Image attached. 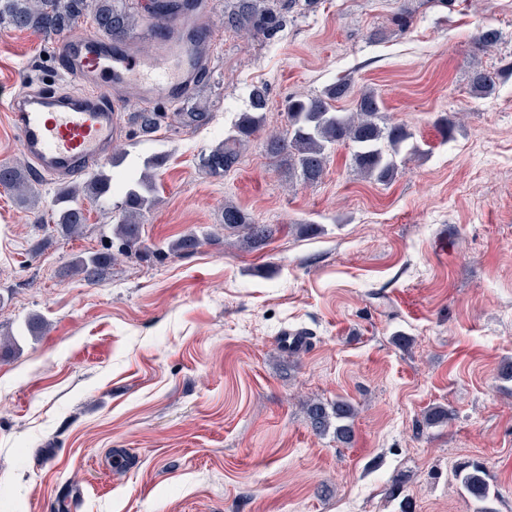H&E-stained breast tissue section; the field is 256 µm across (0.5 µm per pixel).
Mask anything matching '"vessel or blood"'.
<instances>
[{
  "label": "vessel or blood",
  "instance_id": "1",
  "mask_svg": "<svg viewBox=\"0 0 512 512\" xmlns=\"http://www.w3.org/2000/svg\"><path fill=\"white\" fill-rule=\"evenodd\" d=\"M185 18L162 25L147 55L117 45L104 47L84 34L63 44L68 73L85 83L83 93L30 92L15 97L10 117L24 153L47 175L70 178L104 162L120 133L119 98L177 102L193 95L195 72L210 65L212 34L198 25L197 47L180 33Z\"/></svg>",
  "mask_w": 512,
  "mask_h": 512
}]
</instances>
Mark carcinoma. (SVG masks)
<instances>
[{
    "mask_svg": "<svg viewBox=\"0 0 512 512\" xmlns=\"http://www.w3.org/2000/svg\"><path fill=\"white\" fill-rule=\"evenodd\" d=\"M317 2L232 0L230 8L224 11V27L248 32L262 42L269 41L283 28L284 10L296 6L303 10ZM190 6V0H159L153 11L143 15L130 0H0V26L56 40L69 36L78 21L88 17L103 39L124 42L131 31L148 20L164 23ZM469 83L471 91L478 95H489L494 91L490 77L481 69L472 70ZM349 92L350 84L339 80L319 93L290 98L285 127L272 131L264 140V152L270 162L287 167L289 174L313 185L325 174L329 151L336 145H347L353 150L352 161L358 172L378 183L390 182L398 170L394 156L412 134L402 125L383 122L384 102L373 89L359 95L354 111H336L333 102L347 97ZM267 106V88L254 87L250 93L249 111L241 113L227 136L201 158L202 167L209 174L222 176L238 164L241 145L263 129ZM161 121L162 115L158 112L140 113L141 133H155ZM162 165L164 157L151 156L144 161L141 174L126 178L121 201L116 205L120 217L118 224L112 227L110 250L75 256L69 265L70 272L94 282L104 267L120 257L140 260L154 253L143 237L142 218L151 202L149 195L156 189L153 171ZM1 184L23 201L31 193V183L19 167H1ZM77 192L76 187L64 186L57 190L53 199L55 224L70 237L79 234L87 221L84 209L76 204ZM84 192L95 201H111V178L102 174L91 177L85 183ZM223 224L237 232L240 247L248 251L264 249L281 231L279 224L255 223L233 204L224 205ZM200 244L198 234H185L169 243L168 253L187 255ZM307 414L314 431L321 434L332 429L341 441L351 438L349 420L353 419L355 410L349 402L339 399L328 405L313 401L307 407ZM484 475V466L477 461L465 462L457 470L464 489L478 501L489 497Z\"/></svg>",
    "mask_w": 512,
    "mask_h": 512,
    "instance_id": "1",
    "label": "carcinoma"
}]
</instances>
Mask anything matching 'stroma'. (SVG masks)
Listing matches in <instances>:
<instances>
[{
  "label": "stroma",
  "instance_id": "obj_1",
  "mask_svg": "<svg viewBox=\"0 0 512 512\" xmlns=\"http://www.w3.org/2000/svg\"><path fill=\"white\" fill-rule=\"evenodd\" d=\"M204 21L214 41L194 95L156 104L166 118L148 140L145 104L123 101L121 164L98 171L117 180L163 155L144 238H208L187 256L115 262L92 284L65 269L104 250L115 215L86 205L82 235L64 236L58 184L9 115L27 90L85 86L57 43L0 28V165L23 168L36 193L0 188V336L17 340L0 353V512H474L452 472L472 458L488 507L512 512V381L498 376L512 360V77L486 98L469 86L474 67L512 62V0H319L267 42L226 30L224 0ZM487 29L500 35L490 48L475 41ZM340 78L352 94L339 110L375 89L412 134L390 183L360 176L339 146L305 185L258 137L227 177L202 168L254 86L276 128L289 97ZM198 104L209 121L183 126ZM228 201L281 232L260 251L234 246ZM286 329L311 345L283 350ZM339 398L356 409L347 444L307 417L310 401ZM434 406L450 416L426 424ZM117 448L134 469L114 468Z\"/></svg>",
  "mask_w": 512,
  "mask_h": 512
}]
</instances>
